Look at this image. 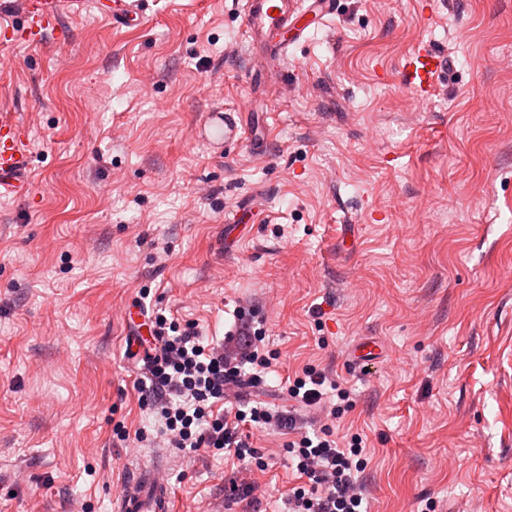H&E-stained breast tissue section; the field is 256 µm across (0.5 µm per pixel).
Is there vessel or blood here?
<instances>
[{"label":"vessel or blood","instance_id":"vessel-or-blood-1","mask_svg":"<svg viewBox=\"0 0 512 512\" xmlns=\"http://www.w3.org/2000/svg\"><path fill=\"white\" fill-rule=\"evenodd\" d=\"M17 22L0 27V43L16 42L18 34L39 39L58 24L67 0H16ZM99 9L114 22H140V0H104ZM334 9L333 0H244L245 38L250 46H273L287 53L290 41L305 37L309 23L325 21ZM443 65L440 55L423 45L405 59L403 78L421 97L430 95ZM31 154L24 144L14 113L0 114V190L21 197L30 184ZM115 512H173L170 487L154 468H141L121 485L113 499Z\"/></svg>","mask_w":512,"mask_h":512}]
</instances>
